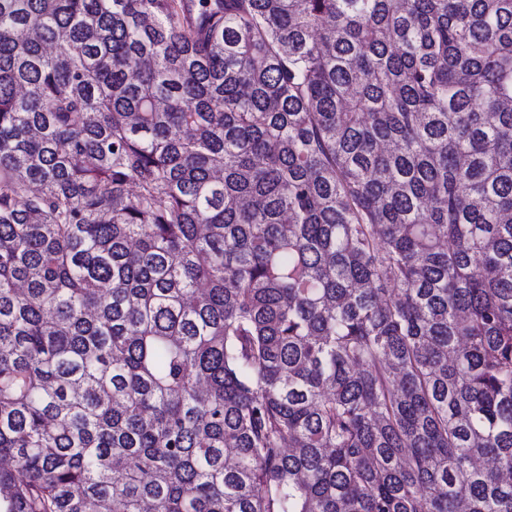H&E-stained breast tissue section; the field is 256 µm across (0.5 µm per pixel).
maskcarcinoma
I'll list each match as a JSON object with an SVG mask.
<instances>
[{
    "mask_svg": "<svg viewBox=\"0 0 512 512\" xmlns=\"http://www.w3.org/2000/svg\"><path fill=\"white\" fill-rule=\"evenodd\" d=\"M0 512H512V0H0Z\"/></svg>",
    "mask_w": 512,
    "mask_h": 512,
    "instance_id": "cac0c4a2",
    "label": "carcinoma"
}]
</instances>
